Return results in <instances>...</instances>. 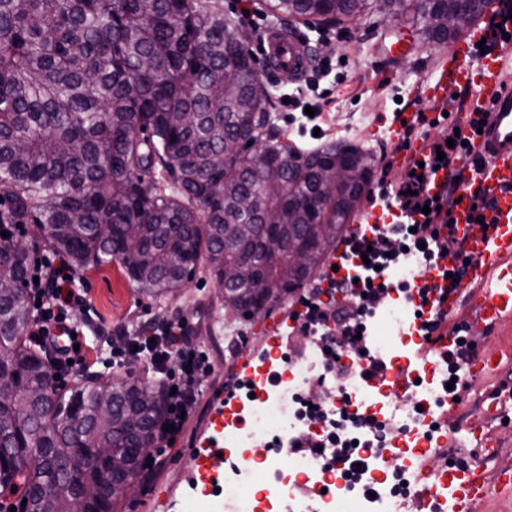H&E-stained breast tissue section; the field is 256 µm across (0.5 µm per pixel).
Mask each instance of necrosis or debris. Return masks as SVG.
I'll return each instance as SVG.
<instances>
[{"label":"necrosis or debris","mask_w":512,"mask_h":512,"mask_svg":"<svg viewBox=\"0 0 512 512\" xmlns=\"http://www.w3.org/2000/svg\"><path fill=\"white\" fill-rule=\"evenodd\" d=\"M365 321L372 354L408 368L412 384L396 389L349 380L329 394L323 419L315 421L301 397L309 383L329 382L335 375L322 354L326 337H310L308 347L292 358L270 346L244 375L252 396L236 400L222 416V456L214 458L210 471L192 476V512H404L406 493L444 468L442 449L430 445L432 417L448 403L443 370L412 354L420 338L409 304L381 307ZM422 405L429 414L419 413ZM363 415L388 420L396 435L390 447L367 453L351 478L342 476L343 461L295 456L288 448L295 433L319 434L328 427L348 440H365ZM370 486L375 494H367Z\"/></svg>","instance_id":"1"}]
</instances>
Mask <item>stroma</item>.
<instances>
[{"mask_svg": "<svg viewBox=\"0 0 512 512\" xmlns=\"http://www.w3.org/2000/svg\"><path fill=\"white\" fill-rule=\"evenodd\" d=\"M223 3L227 17L238 18L244 7L254 14L256 29H236L238 35L250 39L252 47H259L264 29L282 23L281 18L263 7L261 0ZM422 26V21L409 14L398 18L372 15L348 24V63L334 66L321 82L334 96L333 102L324 108V140L363 147L378 157L395 147L385 134L376 131L381 115L422 112L436 116L438 102L409 96L411 87L429 77L428 63L444 52L443 46L424 39ZM262 79L269 90L271 123L281 140L305 151L318 148L319 141L298 135L289 124L288 112L279 102L275 75L266 70ZM76 293L79 300L71 309L72 319L102 330L107 336L117 328L133 329L158 316L186 319L193 342L205 352L214 368L201 386L198 408L188 423L184 440L166 450L150 485L135 481L127 496L114 507V512H182L191 494L187 463L195 459L201 467L211 465L209 445L217 439L221 427L218 405L225 397V376L239 372L244 360L257 355L258 344L264 342L265 332L274 322H281L282 335L291 342H299L298 333L287 323L289 305L280 303L269 315L248 321L247 334L253 345L233 353L224 341L227 318L222 295L205 267L197 268L177 296L161 300L139 294L116 262L83 272L77 278Z\"/></svg>", "mask_w": 512, "mask_h": 512, "instance_id": "35a3bbf8", "label": "stroma"}]
</instances>
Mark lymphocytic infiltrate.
Masks as SVG:
<instances>
[{
  "mask_svg": "<svg viewBox=\"0 0 512 512\" xmlns=\"http://www.w3.org/2000/svg\"><path fill=\"white\" fill-rule=\"evenodd\" d=\"M332 71L330 60H322L314 67L302 84L287 93L288 119L299 129L318 128L323 123L324 93L319 90L320 78ZM427 141V152L421 161L403 167L400 178L389 181L388 174L395 166L394 156H382L381 175L377 189L368 198L370 207H382L393 213L394 220L385 225L371 242H358V252L367 253V260L352 262L351 276L337 283V290L346 292L348 304L339 306L335 301L323 300L322 286H314L304 293V313H292L297 330L304 336L328 334L332 340L325 347L326 356L340 358L343 353L364 354L361 365L343 366L336 373L337 385H344L353 376L369 377L371 382L384 385L392 369L390 361L365 355L362 339L363 317L381 307L390 298L395 287L388 279L391 268L404 252H418L429 264L446 256H453L455 265L452 278H460L465 271L466 248L463 242L440 238V227L447 223L456 183L434 185L435 175L450 168L464 153V140L456 136L444 115L431 118L417 113L408 124L399 144L408 149L412 139ZM430 213H423V206ZM69 267L54 259L43 258L34 268L35 280L28 285L30 303L35 306L33 320L27 329L32 347L48 356L49 363L61 378L73 376L85 367L82 352L64 351L51 341L53 328L67 327L77 338H84L83 325L74 323L69 307L75 297L74 278ZM190 328L184 319L159 317L137 326L120 329L112 336L101 337L96 361L103 369L111 370L138 360L146 371L152 372L165 392L167 409L157 431L161 447H169L171 440L181 439L187 430L188 417L194 416L199 387L213 368L190 343Z\"/></svg>",
  "mask_w": 512,
  "mask_h": 512,
  "instance_id": "lymphocytic-infiltrate-1",
  "label": "lymphocytic infiltrate"
}]
</instances>
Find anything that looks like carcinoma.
<instances>
[{"instance_id": "obj_1", "label": "carcinoma", "mask_w": 512, "mask_h": 512, "mask_svg": "<svg viewBox=\"0 0 512 512\" xmlns=\"http://www.w3.org/2000/svg\"><path fill=\"white\" fill-rule=\"evenodd\" d=\"M287 19L341 23L409 10L428 40L457 36L447 18L459 0H273ZM221 0H0V232L37 224L73 272L119 261L142 295L181 288L199 264L216 279L260 225L283 239L318 242L317 269L361 197L299 207L313 168L351 151L363 178L370 151L329 144L306 154L279 140L269 99L257 96L256 61L226 38ZM250 132L263 143L251 150ZM249 198L251 208L240 201ZM259 282L222 289L239 316L272 309L306 284L291 260L255 255ZM29 247L0 248V351L12 381L0 397V497L22 493L23 512H112L139 476L164 408L162 392L137 379H89L65 388L33 350ZM102 453L89 482L112 478V498L90 504L67 477Z\"/></svg>"}]
</instances>
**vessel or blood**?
<instances>
[{
    "label": "vessel or blood",
    "instance_id": "vessel-or-blood-1",
    "mask_svg": "<svg viewBox=\"0 0 512 512\" xmlns=\"http://www.w3.org/2000/svg\"><path fill=\"white\" fill-rule=\"evenodd\" d=\"M480 37L475 29L456 42L447 57L434 61L430 78L417 88L418 95L436 102L446 101L452 90L470 92L454 117L470 139V153L450 172L437 175L441 182L449 177L458 181L460 201L452 206L447 232L464 242L469 262L460 280L434 268L424 269L423 279L431 284L438 309L448 316L447 329L431 345L435 357L455 350L461 334H474L479 325L505 339L501 348L470 352L466 368L473 383L501 372L502 358L512 354V54L476 55ZM262 42L266 62L282 83L303 79L310 58L300 33L274 28L263 33ZM481 196L487 198L486 206H478ZM510 400L512 390L501 389L488 409L467 424L448 422L450 431L464 432L496 463L491 472L471 465L449 468L444 478L458 493L456 512H480L494 485L512 487V460L489 435L491 420Z\"/></svg>",
    "mask_w": 512,
    "mask_h": 512
}]
</instances>
